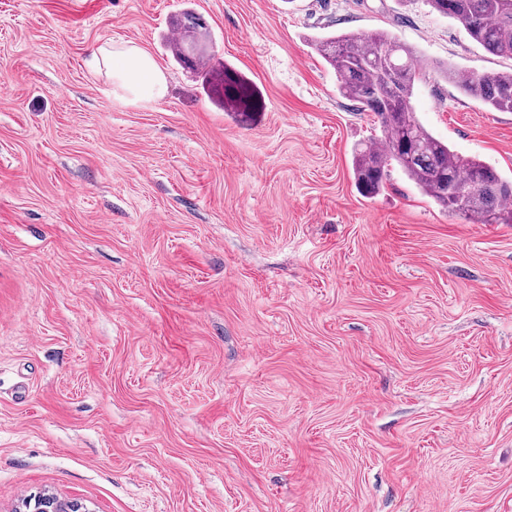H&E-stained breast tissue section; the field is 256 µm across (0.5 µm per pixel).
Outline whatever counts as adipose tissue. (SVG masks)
Masks as SVG:
<instances>
[{
	"label": "adipose tissue",
	"instance_id": "adipose-tissue-1",
	"mask_svg": "<svg viewBox=\"0 0 512 512\" xmlns=\"http://www.w3.org/2000/svg\"><path fill=\"white\" fill-rule=\"evenodd\" d=\"M92 58L105 70L114 92L123 101L151 106L167 95V77L149 52L132 43L107 41L96 47Z\"/></svg>",
	"mask_w": 512,
	"mask_h": 512
}]
</instances>
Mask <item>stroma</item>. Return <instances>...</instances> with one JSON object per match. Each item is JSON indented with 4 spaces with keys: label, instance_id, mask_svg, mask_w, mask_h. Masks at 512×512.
Returning <instances> with one entry per match:
<instances>
[{
    "label": "stroma",
    "instance_id": "obj_1",
    "mask_svg": "<svg viewBox=\"0 0 512 512\" xmlns=\"http://www.w3.org/2000/svg\"><path fill=\"white\" fill-rule=\"evenodd\" d=\"M189 8L207 82L164 46ZM370 30L415 49L424 127L512 180V112L443 75L512 59L426 0H0V512H512V224L397 170L358 192L380 130L310 42ZM105 40L163 102L90 71ZM99 70L112 80L113 92L123 101L151 106L166 98L167 77L156 59L132 43L107 41L92 51ZM224 96L227 99V103H233V105L238 109L243 104L247 107H251L253 105V98L250 93L249 86L240 82L228 73H225Z\"/></svg>",
    "mask_w": 512,
    "mask_h": 512
}]
</instances>
